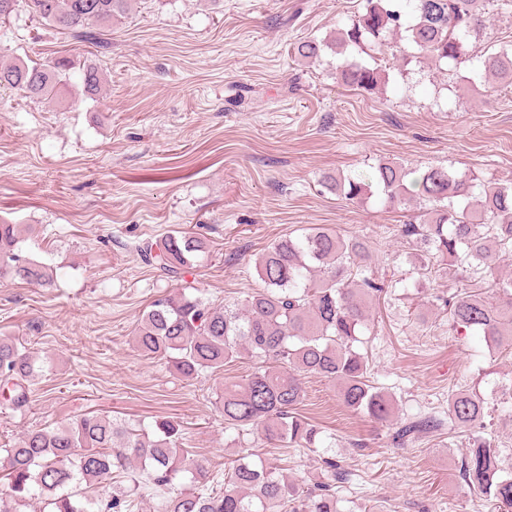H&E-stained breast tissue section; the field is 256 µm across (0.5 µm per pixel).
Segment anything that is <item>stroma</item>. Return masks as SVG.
Masks as SVG:
<instances>
[{"instance_id":"stroma-1","label":"stroma","mask_w":512,"mask_h":512,"mask_svg":"<svg viewBox=\"0 0 512 512\" xmlns=\"http://www.w3.org/2000/svg\"><path fill=\"white\" fill-rule=\"evenodd\" d=\"M360 0H132L124 17L86 41L40 22L19 0L0 20V62L76 64L49 98L0 87V224H30L24 250L50 265L53 287L0 281V334L19 337L49 362L23 412L0 405V444L29 428L94 412L149 427L181 426L192 459L216 472L248 448L284 461L289 477L321 479L319 457L350 480L341 512H494L460 476L470 442L450 429L451 392L479 391L485 422L512 463V418L501 402L512 385V348L457 333L446 311L417 292L397 234L410 216L378 197L347 201L324 174L373 178L379 162L441 163L512 182V84L411 62L389 69L373 92L337 84L333 57L295 56L302 41L346 27ZM106 79L84 92L81 66ZM324 226L360 238L367 264L395 287L369 300L366 339L376 385L395 399L399 421L432 416L440 429L404 447L368 416L345 409L336 382L305 376L299 412L320 431L317 452L270 448L225 427L217 396L245 382L250 356L221 375L185 381L165 360L135 348L143 310L175 290L213 305L240 301L262 283L255 259L274 241ZM173 230L210 246L170 282L136 248Z\"/></svg>"}]
</instances>
